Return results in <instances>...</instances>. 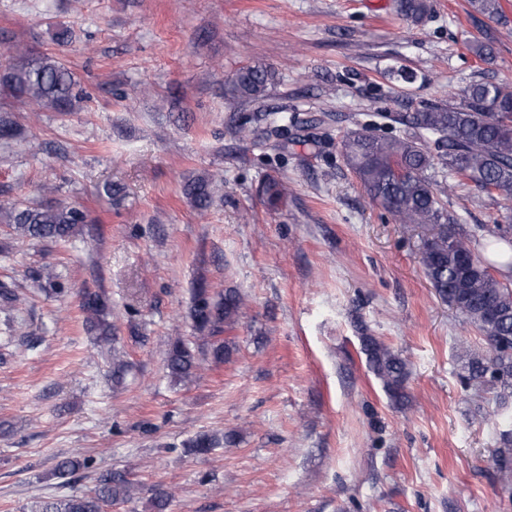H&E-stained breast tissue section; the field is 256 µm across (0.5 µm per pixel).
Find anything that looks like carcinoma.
<instances>
[{
  "label": "carcinoma",
  "mask_w": 512,
  "mask_h": 512,
  "mask_svg": "<svg viewBox=\"0 0 512 512\" xmlns=\"http://www.w3.org/2000/svg\"><path fill=\"white\" fill-rule=\"evenodd\" d=\"M475 11L492 19L503 17L500 0H471ZM399 14L414 23L430 10L428 0H398ZM19 60L0 78L18 98L27 99L54 112H74L84 99L72 72L53 55L33 57L22 44L9 47ZM272 73L261 65L241 68L229 81L237 98L258 101L265 96ZM403 129L387 136L368 130L354 131L342 141L346 163L359 180L369 199L388 212L404 227L428 225L430 236L423 239L421 263L438 297L459 313L480 333L487 354L474 355L465 365L467 387L489 386L497 390L500 402L512 398V282L507 284L492 273V265L478 249L479 239L455 224L446 208L448 184L432 178L441 170L471 182L480 191L512 202V88L489 81H476L464 91L462 101L425 107L395 118ZM314 118L272 113L266 137L280 139L279 132L304 130ZM56 188L42 187L41 199L31 203L0 206V216L22 237L46 243L68 242L87 223L86 212L77 205L58 201ZM184 194L194 207L205 212L212 204L214 187L205 178L187 182ZM265 203L279 207L287 186L279 177H268L262 185ZM45 281L44 288L61 296L65 292L60 276L48 272L34 274ZM86 328L102 345L112 343V325L107 320L108 301L99 293L87 291L82 297ZM243 296L232 289L213 296L201 288L193 298L191 316L196 326L206 330L203 337L209 355L216 363L224 361V328L237 324L244 315ZM370 370L381 380L390 399L397 404L407 400L409 376L407 361L397 351L372 336L362 337ZM167 369L176 381L195 377L200 363L191 347L175 340L168 351ZM499 464L512 465V429L500 434ZM234 442L231 434H199L184 443V452L206 454ZM89 458L67 457L57 462L59 478L73 476L91 466ZM136 494L135 483L122 471L99 475L95 489L84 495L36 500L28 512H103L106 504L128 502ZM172 493L157 486L152 489V512H167Z\"/></svg>",
  "instance_id": "obj_1"
}]
</instances>
